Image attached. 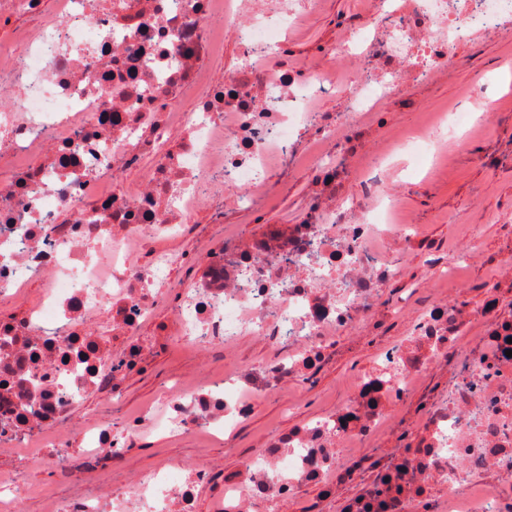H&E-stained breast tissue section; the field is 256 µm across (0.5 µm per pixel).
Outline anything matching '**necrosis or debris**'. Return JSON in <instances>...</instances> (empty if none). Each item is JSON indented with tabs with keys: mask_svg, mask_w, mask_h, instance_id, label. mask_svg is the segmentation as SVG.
I'll use <instances>...</instances> for the list:
<instances>
[{
	"mask_svg": "<svg viewBox=\"0 0 512 512\" xmlns=\"http://www.w3.org/2000/svg\"><path fill=\"white\" fill-rule=\"evenodd\" d=\"M317 0H63L19 50L0 53V296L33 294L0 317V446L80 445L87 467L120 456L145 433L229 438L269 392L303 382L337 336L376 325L381 298L402 277L393 244L418 231L384 203L381 145L372 165L350 167L343 127L381 101L406 103V80H432L452 64L467 28L490 26L512 0H377L381 21L352 28L322 56L361 63L344 111L317 100L348 76L321 67L273 66L296 8ZM230 34L241 64L224 82L199 84L211 36ZM198 87V107L178 102ZM482 112H441L427 133L402 135L404 150L430 149L436 133ZM314 169L323 186L301 223L274 224L247 243L225 238L205 251L180 293L158 241L182 238L217 197L257 204L270 193L273 159ZM153 161L136 189L122 175ZM469 240L457 264L441 249L426 259L437 282L481 261ZM512 279L488 285L477 306L424 304L404 341L379 349L344 402L324 417L273 433L218 488L209 472L169 468L125 486L80 488L51 512H196L211 488L215 512H285L309 487L335 496L359 482L340 512H512V313L500 300ZM169 302L165 335L194 349L255 336L275 349L218 381H179L128 415L72 427L88 397L119 396L146 354L144 326ZM481 323L468 354L458 339ZM448 383L432 396L403 448L362 450L398 423L421 378L439 365Z\"/></svg>",
	"mask_w": 512,
	"mask_h": 512,
	"instance_id": "1",
	"label": "necrosis or debris"
}]
</instances>
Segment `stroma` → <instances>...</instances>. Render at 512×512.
<instances>
[{"instance_id":"stroma-1","label":"stroma","mask_w":512,"mask_h":512,"mask_svg":"<svg viewBox=\"0 0 512 512\" xmlns=\"http://www.w3.org/2000/svg\"><path fill=\"white\" fill-rule=\"evenodd\" d=\"M371 0H320L315 9L303 13L288 33L286 59L296 68H309L319 50L341 39L358 20L371 17ZM480 96H473V89ZM409 105L388 104L371 123L352 127L355 154L364 151L389 133L419 124L424 113L444 105L460 104L463 109L481 108L492 101L500 114L498 128L473 136L458 128L455 136H438L434 156L400 152L388 169V183L407 209L409 219L419 226L422 243L396 250L404 279L383 296L392 305L401 295L412 293L414 300L426 299L436 286L425 269L429 245L436 244L455 259L461 242L479 239L489 260L466 268L447 291L470 302H478L491 280L502 273L500 261L512 252L501 225L512 224V13L505 14L495 35L474 30L469 40L456 50L446 75L408 86ZM318 189L316 174L298 163H281L272 172L271 195L255 209L245 210L224 201V221L212 223L203 213L193 234L170 244L176 258L195 257L208 245L234 235L248 242L262 224H296L305 214ZM168 314L167 303H160L156 319L142 332L149 349L143 367L121 380L123 396L110 407L97 397L89 398L73 415L83 421L106 415L122 423L125 413L158 396L181 378L197 374H218L224 365L221 349L192 352L165 336L159 324ZM411 316L398 317L354 334L336 339L334 353L300 385L269 393L256 406L250 419L241 425L230 441L209 440L200 447L191 438L167 437L154 432L128 448L118 460L107 461L97 473H87L79 464L78 451H70V469H63L53 450L26 457L0 453V464L31 486V493L17 504V512H42L40 489H49L55 498L71 496L82 482L124 484L128 475L168 461L183 468L209 467L213 477L242 464L252 450L261 447L272 431H285L306 418L336 410L352 381L368 368L382 346L408 336Z\"/></svg>"}]
</instances>
